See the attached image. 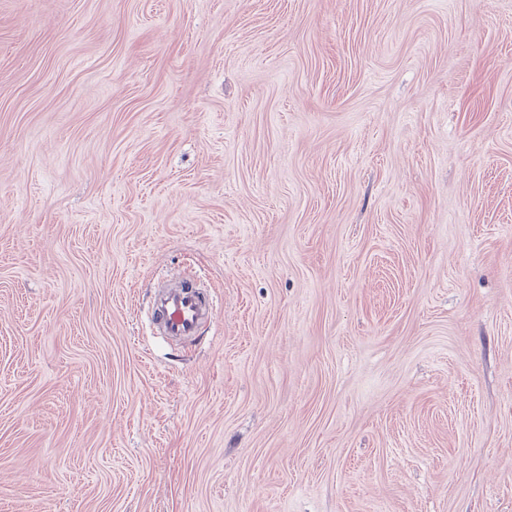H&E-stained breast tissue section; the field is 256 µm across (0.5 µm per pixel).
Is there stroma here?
<instances>
[{
  "mask_svg": "<svg viewBox=\"0 0 512 512\" xmlns=\"http://www.w3.org/2000/svg\"><path fill=\"white\" fill-rule=\"evenodd\" d=\"M0 512H512V0H0ZM185 284L177 288L157 305H152V322L159 334L177 341L196 336L202 323L210 320L215 312L212 302L201 289Z\"/></svg>",
  "mask_w": 512,
  "mask_h": 512,
  "instance_id": "obj_1",
  "label": "stroma"
}]
</instances>
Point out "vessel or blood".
<instances>
[{
	"mask_svg": "<svg viewBox=\"0 0 512 512\" xmlns=\"http://www.w3.org/2000/svg\"><path fill=\"white\" fill-rule=\"evenodd\" d=\"M215 309L203 291L183 285L152 308V322L159 334L177 341L197 335L202 323L211 319Z\"/></svg>",
	"mask_w": 512,
	"mask_h": 512,
	"instance_id": "b4317fda",
	"label": "vessel or blood"
}]
</instances>
